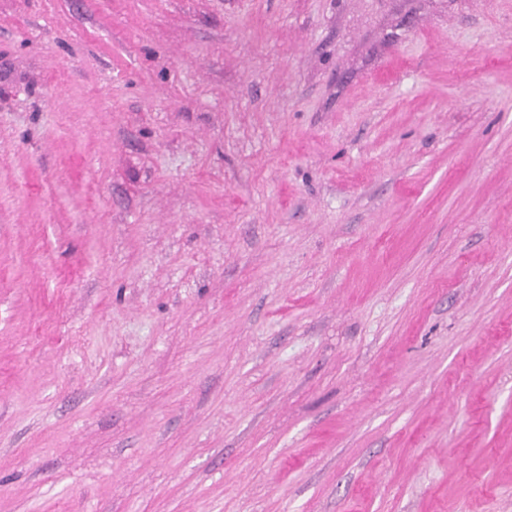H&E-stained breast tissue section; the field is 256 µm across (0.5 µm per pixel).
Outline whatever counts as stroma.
<instances>
[{
    "mask_svg": "<svg viewBox=\"0 0 512 512\" xmlns=\"http://www.w3.org/2000/svg\"><path fill=\"white\" fill-rule=\"evenodd\" d=\"M0 512H512V0H0Z\"/></svg>",
    "mask_w": 512,
    "mask_h": 512,
    "instance_id": "stroma-1",
    "label": "stroma"
}]
</instances>
